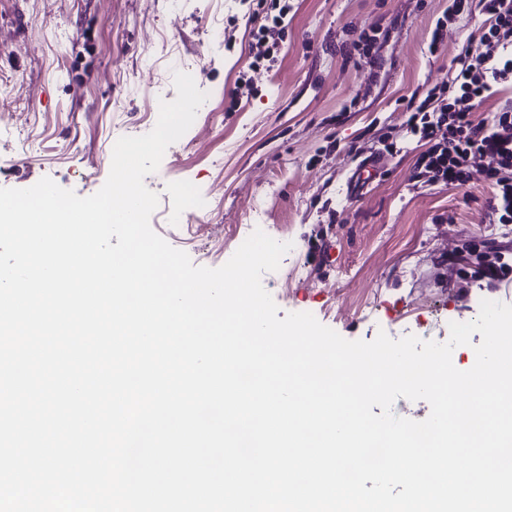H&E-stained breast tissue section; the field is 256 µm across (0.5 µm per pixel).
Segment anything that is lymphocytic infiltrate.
I'll return each instance as SVG.
<instances>
[{"label":"lymphocytic infiltrate","mask_w":512,"mask_h":512,"mask_svg":"<svg viewBox=\"0 0 512 512\" xmlns=\"http://www.w3.org/2000/svg\"><path fill=\"white\" fill-rule=\"evenodd\" d=\"M270 23L258 28L252 45L254 60L273 61L278 33L288 25L286 0H271ZM480 10L488 26L477 47H463L454 57L449 80L435 83L413 96L404 123L407 138L425 146L416 160L414 187L461 188L474 181L488 183L493 195L487 204L492 224H512V0H451L435 21L430 52L443 43L448 25L457 17ZM499 97L496 112L475 121L477 102ZM440 262L449 272L494 288L512 280V238L468 240Z\"/></svg>","instance_id":"f902f5d3"}]
</instances>
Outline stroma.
I'll use <instances>...</instances> for the list:
<instances>
[{"label":"stroma","mask_w":512,"mask_h":512,"mask_svg":"<svg viewBox=\"0 0 512 512\" xmlns=\"http://www.w3.org/2000/svg\"><path fill=\"white\" fill-rule=\"evenodd\" d=\"M269 4L0 0V85L13 99L0 115V188L48 177L95 194L117 139L152 131L160 100L176 94L174 73L185 71L206 93L204 109L144 183L159 196L152 229L193 265L222 266L241 225H267L295 244L262 276L280 312L311 313L348 340H429L476 319L481 300L512 305V283L482 288L437 264L461 240L500 237L486 219L489 184L413 188L421 147L412 141L347 196L351 146L371 147L382 129L403 135L407 100L449 79L455 55L477 45L484 15L449 25L432 54L448 0H291L270 65L251 54ZM374 25L387 32L377 66L337 52ZM243 75L253 94L233 99ZM182 183L207 203L185 226L170 221L187 207L175 192Z\"/></svg>","instance_id":"stroma-1"}]
</instances>
